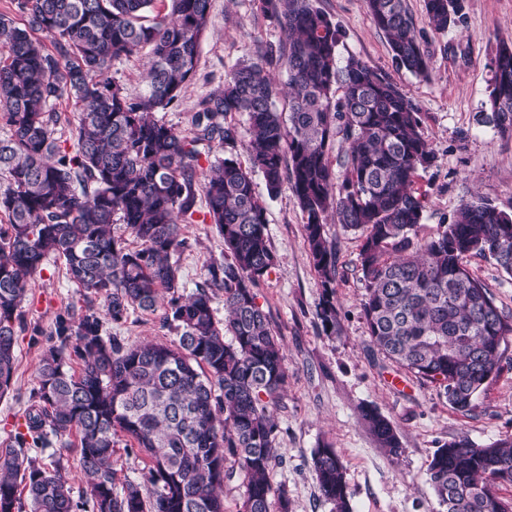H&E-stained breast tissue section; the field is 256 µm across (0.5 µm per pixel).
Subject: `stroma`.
<instances>
[{
    "label": "stroma",
    "mask_w": 512,
    "mask_h": 512,
    "mask_svg": "<svg viewBox=\"0 0 512 512\" xmlns=\"http://www.w3.org/2000/svg\"><path fill=\"white\" fill-rule=\"evenodd\" d=\"M339 26L340 57L355 56L387 72L419 108L423 129L438 161L417 180L425 196L420 237L450 223L461 201L481 197L512 211V138L476 121L488 98L497 44L512 39V0H466L460 22L436 32L425 0H405L421 44L430 58L428 77L397 69L386 36L374 24L365 0H317ZM287 38L263 0H211L208 29L201 41L196 76L178 106L158 117L190 134L199 101L239 62L285 47ZM254 189L267 209V233L277 262L256 288L258 302L280 332L286 350L288 386L275 411L282 429L283 463L274 472L285 484L292 512H330L319 496L311 466L314 448L332 444L346 467L352 512H440L427 469L437 448L461 436L478 446L512 436V346L498 376L468 415L454 410L433 383L421 381L385 359L370 343L362 312L367 290L359 268V232L328 222L336 249V331L327 334L317 316L321 290L305 241V215L290 188L268 197L261 173ZM189 246L177 255L179 290L194 292L205 266L224 257V243L198 201L184 222ZM469 269L490 289L496 305L512 313V276L491 260L472 257ZM83 306L76 285L59 260L48 258L30 281L24 304L27 329L15 344V374L0 398V442L22 429L32 402L46 338L66 304ZM105 333L133 344L170 343L175 332L162 329L157 315L132 312L126 323L104 320ZM373 406L397 429L403 453L388 457L362 416Z\"/></svg>",
    "instance_id": "obj_1"
}]
</instances>
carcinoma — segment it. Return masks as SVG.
Masks as SVG:
<instances>
[{"label": "carcinoma", "instance_id": "carcinoma-1", "mask_svg": "<svg viewBox=\"0 0 512 512\" xmlns=\"http://www.w3.org/2000/svg\"><path fill=\"white\" fill-rule=\"evenodd\" d=\"M11 0L0 13V396L15 371L14 347L26 329L23 304L45 259L64 261L86 301L57 316L40 361L27 434L51 453L54 469L27 454L25 435L0 443V512H224V487L244 493L239 512H291L288 490L273 481L283 463L271 409L288 384L281 336L255 288L276 264L266 210L252 173L269 195L287 183L306 215L309 257L319 275L318 317L336 332V252L327 219L361 232L362 305L372 344L414 377L438 385L449 405L469 413L499 371L512 314L471 275V256L512 275V213L488 200H464L453 220L414 241L424 219L418 172L437 155L418 108L391 76L359 59L340 61L341 33L314 0H266L288 37L279 54L238 64L198 104L193 136L157 119L196 76L210 0ZM398 67L426 76L422 48L404 0H365ZM464 0H426L429 24L445 32ZM51 37L45 45L39 35ZM151 51L144 88L131 96L112 62ZM288 75V119L275 107L270 73ZM67 98L79 112L72 149L59 144ZM247 117L249 166L237 156L226 116ZM477 123L512 136V41L498 44L488 107ZM348 145L331 165L333 143ZM216 149L202 191L228 255L206 266L203 282L178 293L173 257L187 249L179 224L195 213L198 146ZM125 225L132 249L114 234ZM224 293V319L212 299ZM101 301L115 324L130 312H161L178 343L129 344L103 334ZM362 418L392 458L403 452L391 421L372 407ZM145 457L140 481L116 489L115 438ZM76 436V442L70 437ZM74 451L89 478L75 500L59 473ZM321 499L350 512L341 454L330 444L311 458ZM24 483L27 502L18 483ZM428 483L443 512H512L499 487L512 486V437L477 448L467 437L436 449Z\"/></svg>", "mask_w": 512, "mask_h": 512}]
</instances>
